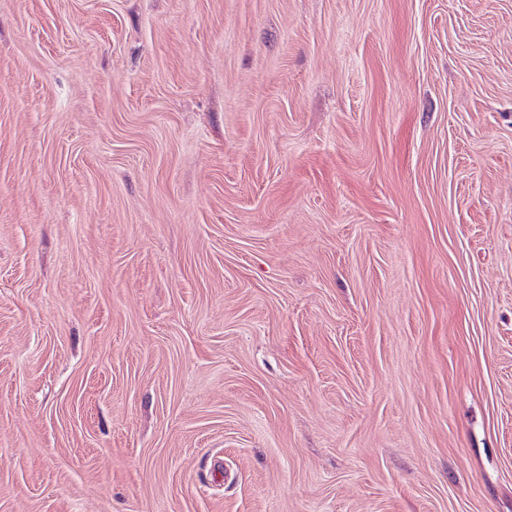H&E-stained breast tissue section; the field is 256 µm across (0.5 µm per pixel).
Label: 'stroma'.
Wrapping results in <instances>:
<instances>
[{
	"label": "stroma",
	"mask_w": 512,
	"mask_h": 512,
	"mask_svg": "<svg viewBox=\"0 0 512 512\" xmlns=\"http://www.w3.org/2000/svg\"><path fill=\"white\" fill-rule=\"evenodd\" d=\"M0 512H512V0H0Z\"/></svg>",
	"instance_id": "35a3bbf8"
}]
</instances>
